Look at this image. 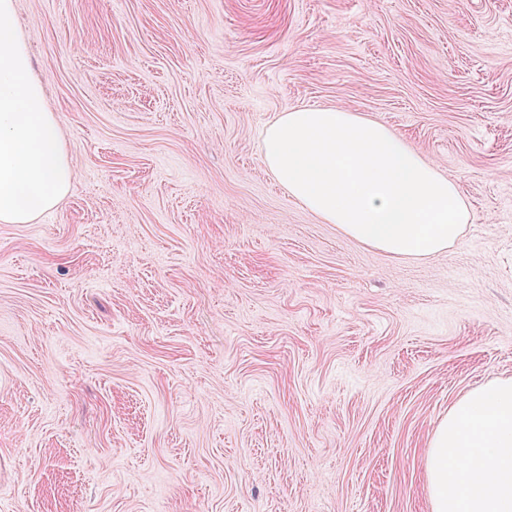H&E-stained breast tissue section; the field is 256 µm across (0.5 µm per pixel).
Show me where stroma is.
<instances>
[{
  "label": "stroma",
  "instance_id": "35a3bbf8",
  "mask_svg": "<svg viewBox=\"0 0 512 512\" xmlns=\"http://www.w3.org/2000/svg\"><path fill=\"white\" fill-rule=\"evenodd\" d=\"M68 196L0 223V512H431L449 409L512 378V0H16ZM380 121L460 241L367 248L267 170Z\"/></svg>",
  "mask_w": 512,
  "mask_h": 512
}]
</instances>
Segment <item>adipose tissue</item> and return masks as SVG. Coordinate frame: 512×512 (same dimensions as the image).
Wrapping results in <instances>:
<instances>
[{"label":"adipose tissue","mask_w":512,"mask_h":512,"mask_svg":"<svg viewBox=\"0 0 512 512\" xmlns=\"http://www.w3.org/2000/svg\"><path fill=\"white\" fill-rule=\"evenodd\" d=\"M264 162L323 222L395 257L425 258L461 238L469 206L385 124L339 108L280 113ZM431 512H512V378L467 392L438 425L426 461Z\"/></svg>","instance_id":"obj_1"}]
</instances>
